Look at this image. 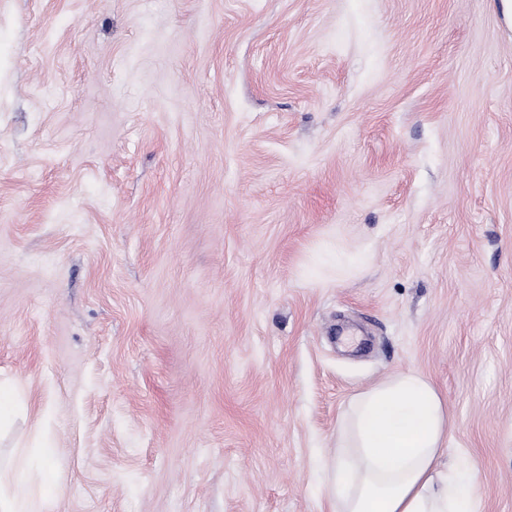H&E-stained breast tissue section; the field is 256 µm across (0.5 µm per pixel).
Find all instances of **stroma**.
Segmentation results:
<instances>
[{
  "instance_id": "35a3bbf8",
  "label": "stroma",
  "mask_w": 512,
  "mask_h": 512,
  "mask_svg": "<svg viewBox=\"0 0 512 512\" xmlns=\"http://www.w3.org/2000/svg\"><path fill=\"white\" fill-rule=\"evenodd\" d=\"M414 370L512 512V28L493 0H0V459L49 512H336ZM12 389L0 386V432L7 430L13 423L18 410L19 403L14 402ZM55 448H38L35 454L23 455L9 468L0 467L1 512H45L49 500L61 490L59 475L50 465ZM37 482L38 504L35 506L34 484Z\"/></svg>"
}]
</instances>
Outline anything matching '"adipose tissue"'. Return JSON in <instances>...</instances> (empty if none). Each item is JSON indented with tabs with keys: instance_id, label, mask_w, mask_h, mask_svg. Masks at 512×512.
Masks as SVG:
<instances>
[{
	"instance_id": "adipose-tissue-1",
	"label": "adipose tissue",
	"mask_w": 512,
	"mask_h": 512,
	"mask_svg": "<svg viewBox=\"0 0 512 512\" xmlns=\"http://www.w3.org/2000/svg\"><path fill=\"white\" fill-rule=\"evenodd\" d=\"M450 417L434 385L402 371L360 391L336 435L333 496L342 512H478L471 477L441 471ZM44 447L0 469V512H45L61 490Z\"/></svg>"
}]
</instances>
